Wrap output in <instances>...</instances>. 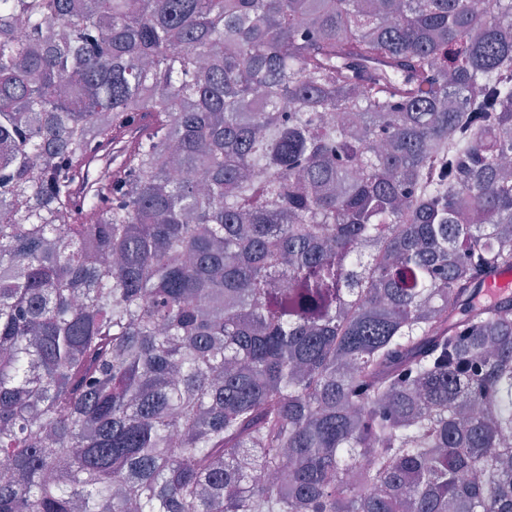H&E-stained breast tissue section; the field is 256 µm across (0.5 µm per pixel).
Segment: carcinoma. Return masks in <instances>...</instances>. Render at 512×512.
<instances>
[{"mask_svg": "<svg viewBox=\"0 0 512 512\" xmlns=\"http://www.w3.org/2000/svg\"><path fill=\"white\" fill-rule=\"evenodd\" d=\"M488 2L0 0V512H512Z\"/></svg>", "mask_w": 512, "mask_h": 512, "instance_id": "cac0c4a2", "label": "carcinoma"}]
</instances>
